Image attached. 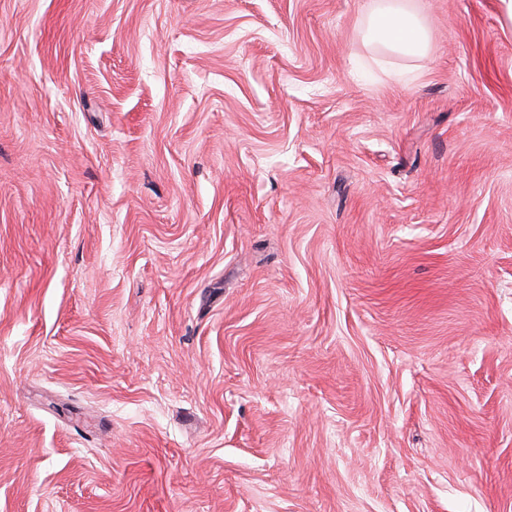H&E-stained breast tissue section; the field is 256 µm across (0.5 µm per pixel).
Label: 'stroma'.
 Instances as JSON below:
<instances>
[{
	"instance_id": "35a3bbf8",
	"label": "stroma",
	"mask_w": 512,
	"mask_h": 512,
	"mask_svg": "<svg viewBox=\"0 0 512 512\" xmlns=\"http://www.w3.org/2000/svg\"><path fill=\"white\" fill-rule=\"evenodd\" d=\"M0 0V512H512V23ZM368 15L366 39L387 51L421 57L429 47V33L412 0H379Z\"/></svg>"
}]
</instances>
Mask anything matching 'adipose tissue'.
Segmentation results:
<instances>
[{"mask_svg": "<svg viewBox=\"0 0 512 512\" xmlns=\"http://www.w3.org/2000/svg\"><path fill=\"white\" fill-rule=\"evenodd\" d=\"M366 38L387 51L420 57L429 47L428 29L410 0H383L368 15Z\"/></svg>", "mask_w": 512, "mask_h": 512, "instance_id": "adipose-tissue-1", "label": "adipose tissue"}]
</instances>
